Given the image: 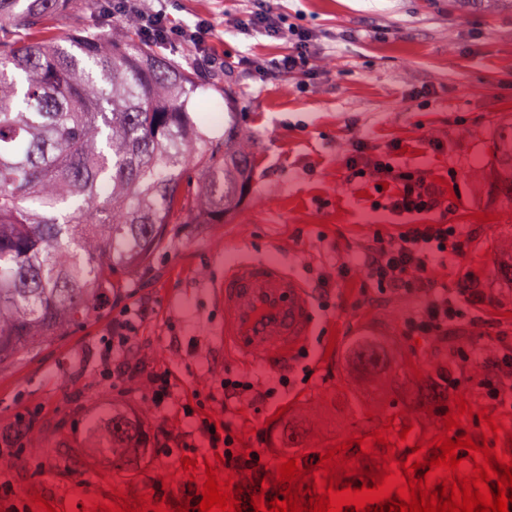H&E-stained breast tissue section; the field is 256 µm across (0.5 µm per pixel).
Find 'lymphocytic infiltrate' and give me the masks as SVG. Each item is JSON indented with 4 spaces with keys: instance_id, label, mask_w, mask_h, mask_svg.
<instances>
[{
    "instance_id": "lymphocytic-infiltrate-1",
    "label": "lymphocytic infiltrate",
    "mask_w": 512,
    "mask_h": 512,
    "mask_svg": "<svg viewBox=\"0 0 512 512\" xmlns=\"http://www.w3.org/2000/svg\"><path fill=\"white\" fill-rule=\"evenodd\" d=\"M114 14L136 12L143 35L164 46L192 44L202 50L212 28L200 22L190 31L171 23L165 7L141 6L138 0H112ZM242 27L275 39H287L289 52L277 62L286 71L304 70L307 64V35L283 27L265 10H257L241 22ZM375 177L394 183L395 192L387 205L390 214L402 223L391 235L374 232L361 257L366 278L378 287L411 291L425 289L427 299L419 314L404 323L408 336L437 337L449 328L474 324L483 298L478 290L449 287L438 273L447 268L450 257L464 247L459 225L428 224L425 216L443 205L439 188L421 173L396 169L387 159L372 165ZM146 309H125L121 320L112 324V335L99 355L102 380L141 384L148 388L150 402L157 412H164L174 399L176 373L172 364L147 366L135 355L136 322L146 316ZM493 359L496 374L485 396L505 412L512 413V341L501 337ZM255 385L251 373L225 375L219 386L209 390L205 400L182 403L181 410L190 429V447L205 448L222 454L224 466L239 490L235 497L242 512H254L251 495L263 494L265 500L278 495L276 470L267 467L271 455L265 436H258L255 449H248L241 433L244 425L240 411L253 398Z\"/></svg>"
}]
</instances>
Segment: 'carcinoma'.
Returning a JSON list of instances; mask_svg holds the SVG:
<instances>
[{
  "instance_id": "carcinoma-1",
  "label": "carcinoma",
  "mask_w": 512,
  "mask_h": 512,
  "mask_svg": "<svg viewBox=\"0 0 512 512\" xmlns=\"http://www.w3.org/2000/svg\"><path fill=\"white\" fill-rule=\"evenodd\" d=\"M91 0H0V371L97 321L134 287L174 224H222L250 187L245 130L211 134L189 102L193 74L136 37L129 14L112 36L78 31L62 45L48 20ZM489 179L512 203V123L499 127ZM497 278L512 288V228L496 244ZM355 372L389 359L375 337L349 347ZM414 400L439 409L448 380L423 373ZM140 419L120 407L89 421L83 445L120 466L144 448ZM280 448L301 445L285 425ZM378 449L343 481L372 486Z\"/></svg>"
}]
</instances>
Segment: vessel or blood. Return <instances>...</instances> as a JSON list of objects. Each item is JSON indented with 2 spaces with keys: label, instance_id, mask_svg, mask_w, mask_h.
<instances>
[{
  "label": "vessel or blood",
  "instance_id": "1",
  "mask_svg": "<svg viewBox=\"0 0 512 512\" xmlns=\"http://www.w3.org/2000/svg\"><path fill=\"white\" fill-rule=\"evenodd\" d=\"M213 292L223 314L218 337L234 358L281 367L315 331L309 285L284 262H234L225 266Z\"/></svg>",
  "mask_w": 512,
  "mask_h": 512
}]
</instances>
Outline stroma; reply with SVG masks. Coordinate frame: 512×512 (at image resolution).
I'll use <instances>...</instances> for the list:
<instances>
[{
	"instance_id": "35a3bbf8",
	"label": "stroma",
	"mask_w": 512,
	"mask_h": 512,
	"mask_svg": "<svg viewBox=\"0 0 512 512\" xmlns=\"http://www.w3.org/2000/svg\"><path fill=\"white\" fill-rule=\"evenodd\" d=\"M260 7L309 35L312 77L275 68L287 41L239 27ZM101 11V0H91L81 12L51 20L48 31L62 44L81 28L111 35ZM167 11L184 27L206 19L214 29L208 47L224 68L210 72L212 89L197 92L190 107L221 129L224 100L214 88L232 89L254 158L249 194L224 223L178 225L151 272L114 299L106 318L0 372V434L33 413L39 421L32 432L46 443L38 454L19 448L9 469L18 492L41 495L62 512H82L97 497L116 503L113 489L133 498L182 469L184 459L205 460L206 451L175 446L116 467L84 448L80 433L89 417L119 404L142 417L146 432L163 420L177 434L187 428L180 400L207 392L225 373H253L260 392L271 386L273 372L226 356L214 338L221 311L210 283L231 254L287 262L323 306L308 341L312 377L301 381L300 362L292 360L288 390L256 400L242 416L244 427L270 437L283 423L297 425L301 447L275 448L272 456L299 459L307 469L333 440L371 434L389 417L410 430L395 448L403 462L424 434L442 432L444 413H457L461 398L502 416L501 443L512 449V415H500L483 397L484 381L494 376L490 354L468 360L461 350L466 342L512 337V288L494 275L495 244L512 226V206L479 179L491 163L499 122L512 117V8L463 7L458 0H168ZM355 155L366 162L383 156L440 183L446 200L430 219L459 225L464 238L441 276L453 288L480 281L490 294L466 333L415 342L402 324L419 313L423 291L379 288L359 273L340 278L338 259L361 253L374 229L391 231L394 222L382 181L348 169ZM143 298L151 311L139 324L140 359L179 367L176 401L161 414L146 387L114 385L95 374L113 319ZM359 336L381 339L393 366L453 368L459 389L449 393L443 412L414 406L415 382L389 375L382 396H362L347 362Z\"/></svg>"
}]
</instances>
